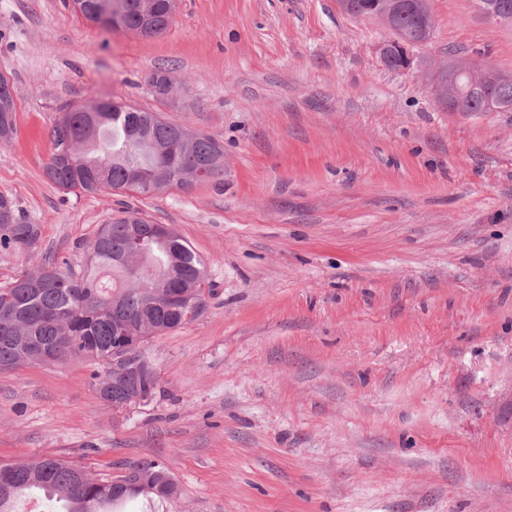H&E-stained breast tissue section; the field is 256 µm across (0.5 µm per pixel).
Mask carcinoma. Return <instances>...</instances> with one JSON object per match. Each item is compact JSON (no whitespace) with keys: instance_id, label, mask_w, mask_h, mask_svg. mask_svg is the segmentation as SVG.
<instances>
[{"instance_id":"obj_1","label":"carcinoma","mask_w":512,"mask_h":512,"mask_svg":"<svg viewBox=\"0 0 512 512\" xmlns=\"http://www.w3.org/2000/svg\"><path fill=\"white\" fill-rule=\"evenodd\" d=\"M101 0H71L72 9L97 22ZM480 13L494 12L500 25H512V0H475ZM385 41L383 62L397 69L407 60V48L426 45L434 26L419 11L398 13ZM465 61L448 56V69L428 72L448 84L456 112H486L489 101L512 112V79L493 71L473 82L456 71ZM16 106L11 92H0V139L15 127ZM175 124L157 112L110 105L97 124L77 109L63 113L52 127V155L59 165L45 169L47 178L65 191L146 195L134 181L137 169L188 168L224 155V145L200 133L191 147L169 151ZM155 225L138 212L101 226L87 249L85 264L75 269L66 257H52L22 270L0 286V370L47 364L45 356L64 345L60 361L83 359L97 366L94 394L103 387L110 406L135 393L154 394L159 379L145 368L144 353L126 358L112 371L121 352L119 337L156 336L188 324L186 315L207 306L199 285L208 282L205 260L174 230L163 242ZM41 239V227L22 218L12 199L0 195V249L25 256ZM122 483L89 476L78 465L60 458L38 457L23 464L0 463V512H17L16 505L37 489L63 505L65 512H122L123 501L137 495L170 499L177 486L163 462L143 459L131 465Z\"/></svg>"}]
</instances>
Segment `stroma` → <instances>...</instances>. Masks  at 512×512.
Segmentation results:
<instances>
[{
    "instance_id": "stroma-1",
    "label": "stroma",
    "mask_w": 512,
    "mask_h": 512,
    "mask_svg": "<svg viewBox=\"0 0 512 512\" xmlns=\"http://www.w3.org/2000/svg\"><path fill=\"white\" fill-rule=\"evenodd\" d=\"M431 42L388 69L381 22L336 0H178L143 39L68 0H0L15 132L0 194L40 224L26 262L81 263L131 208L207 263L204 314L144 350L159 385L115 412L70 359L0 371V462L178 486L131 512H512V112H451L419 59L512 76V26L430 0ZM165 71L173 90L150 80ZM114 100L224 143L220 180L72 193L44 166L71 107Z\"/></svg>"
}]
</instances>
